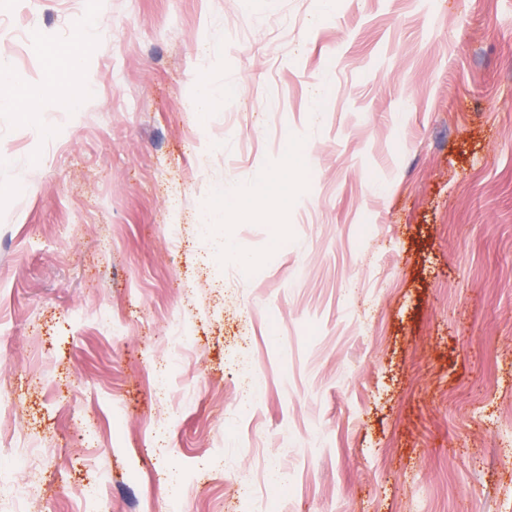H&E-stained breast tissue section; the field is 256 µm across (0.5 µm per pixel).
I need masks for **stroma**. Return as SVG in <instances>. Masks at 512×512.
<instances>
[{"mask_svg":"<svg viewBox=\"0 0 512 512\" xmlns=\"http://www.w3.org/2000/svg\"><path fill=\"white\" fill-rule=\"evenodd\" d=\"M1 69L0 512H512V0H0Z\"/></svg>","mask_w":512,"mask_h":512,"instance_id":"obj_1","label":"stroma"}]
</instances>
